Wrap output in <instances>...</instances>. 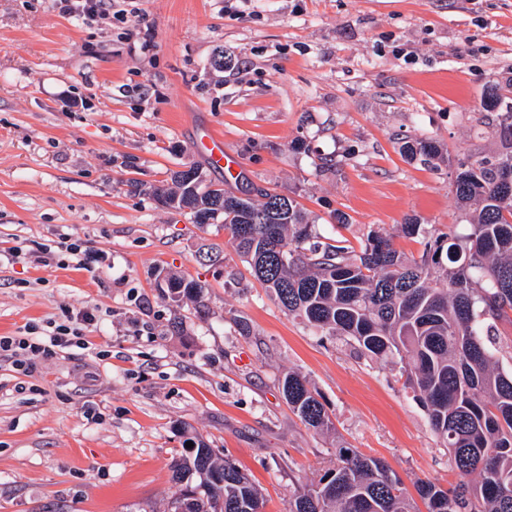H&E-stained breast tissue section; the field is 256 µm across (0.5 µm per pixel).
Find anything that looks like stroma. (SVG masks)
<instances>
[{"label": "stroma", "mask_w": 512, "mask_h": 512, "mask_svg": "<svg viewBox=\"0 0 512 512\" xmlns=\"http://www.w3.org/2000/svg\"><path fill=\"white\" fill-rule=\"evenodd\" d=\"M511 82L512 0H111L92 18L0 0V251H21L0 262V336L95 317L89 349L29 356L26 374L0 357V512H165L191 435L251 476L264 512H288L341 441L406 488L454 483L397 369L288 316L218 224L149 188L193 162L235 195L295 198L320 231L339 210L350 241L378 227L415 254L406 218L465 216L447 166L406 159L400 139L494 155L483 96ZM206 126L238 157L232 182L196 150ZM66 237L105 266L78 267ZM211 248L222 263L201 260ZM162 274L207 282L204 308L173 303ZM291 370L331 434L289 409Z\"/></svg>", "instance_id": "35a3bbf8"}]
</instances>
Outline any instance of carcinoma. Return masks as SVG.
Wrapping results in <instances>:
<instances>
[{"instance_id":"cac0c4a2","label":"carcinoma","mask_w":512,"mask_h":512,"mask_svg":"<svg viewBox=\"0 0 512 512\" xmlns=\"http://www.w3.org/2000/svg\"><path fill=\"white\" fill-rule=\"evenodd\" d=\"M483 108L497 113L503 149L493 156L454 159L429 136L400 145L410 160L448 164L450 190L469 217L462 232L432 233L407 218L399 236L417 240L416 256L374 228L357 246L328 239L295 198L259 189L256 203L207 181L192 162L151 189L203 227L222 219L237 255L286 313L399 367L457 475L446 488L415 482L426 512H512V369L503 368L512 364V340L498 333L512 312V185L503 181L512 174V95L491 91ZM164 287L175 302L200 304L208 285L170 277ZM282 391L305 426L331 431L321 395L304 377L286 374ZM170 470L179 491L168 512H263L250 476L202 439L173 457ZM295 484L289 512H419L385 461L343 445L335 468Z\"/></svg>"}]
</instances>
